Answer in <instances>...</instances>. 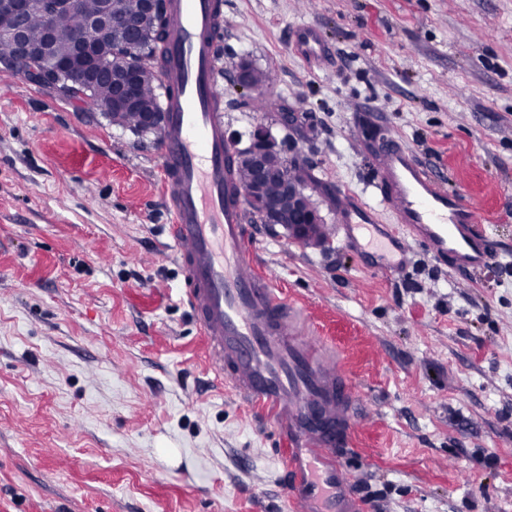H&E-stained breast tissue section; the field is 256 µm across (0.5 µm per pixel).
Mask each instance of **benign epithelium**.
<instances>
[{
  "instance_id": "obj_1",
  "label": "benign epithelium",
  "mask_w": 512,
  "mask_h": 512,
  "mask_svg": "<svg viewBox=\"0 0 512 512\" xmlns=\"http://www.w3.org/2000/svg\"><path fill=\"white\" fill-rule=\"evenodd\" d=\"M162 0H98L93 12L84 8V0H0V19L10 20L7 28L0 27V39L8 41L12 57L0 62L6 69L20 72L28 81L47 85L46 74L56 79L53 89L78 103L87 92L106 82L116 93L109 94L105 109L115 115L134 112L140 127L161 131L163 113L143 103L140 86L153 73L147 58L112 65L106 60L115 54V43L128 44L143 39L145 24L162 12ZM38 9L48 19L68 17L77 29V39L68 59L58 61L51 52L54 31L47 28L41 42L27 38L31 11ZM116 31L117 42L103 44L100 33ZM236 84L250 91L262 89L255 79V68L247 59L234 68ZM234 160L246 173L242 185L245 201L261 223L280 226L288 237L305 246L322 247L325 240L317 234L324 218L315 207L307 185L286 174L289 159L278 148L271 134L258 128L252 142L245 148H235Z\"/></svg>"
}]
</instances>
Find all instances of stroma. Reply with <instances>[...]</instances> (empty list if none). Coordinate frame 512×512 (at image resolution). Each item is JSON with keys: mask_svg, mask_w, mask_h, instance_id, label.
Returning <instances> with one entry per match:
<instances>
[{"mask_svg": "<svg viewBox=\"0 0 512 512\" xmlns=\"http://www.w3.org/2000/svg\"><path fill=\"white\" fill-rule=\"evenodd\" d=\"M302 22L336 55L308 72ZM224 127L266 126L335 227L394 130L500 248L388 279L252 221L253 261L358 392L370 512H512V0H224ZM272 71L264 107L232 75ZM160 138L0 68V512H284L277 436L209 369L164 232ZM290 52L300 58L310 71H321L334 65V51L320 27L301 23L293 27L288 36Z\"/></svg>", "mask_w": 512, "mask_h": 512, "instance_id": "35a3bbf8", "label": "stroma"}]
</instances>
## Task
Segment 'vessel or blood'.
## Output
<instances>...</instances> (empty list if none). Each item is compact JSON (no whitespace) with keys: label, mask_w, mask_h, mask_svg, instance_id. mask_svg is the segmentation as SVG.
<instances>
[{"label":"vessel or blood","mask_w":512,"mask_h":512,"mask_svg":"<svg viewBox=\"0 0 512 512\" xmlns=\"http://www.w3.org/2000/svg\"><path fill=\"white\" fill-rule=\"evenodd\" d=\"M167 9L160 175L167 235L208 364L276 431L286 512H367L344 465L358 400L354 384L335 348L303 334V313L251 261L254 239L217 85L223 0H167ZM288 45L310 70L334 64L317 25L293 27ZM371 185L372 203L343 189L336 228L346 247L368 253L372 272L398 274L410 244L465 277L490 268L498 247L477 209L449 191L398 134L376 146Z\"/></svg>","instance_id":"b4317fda"}]
</instances>
